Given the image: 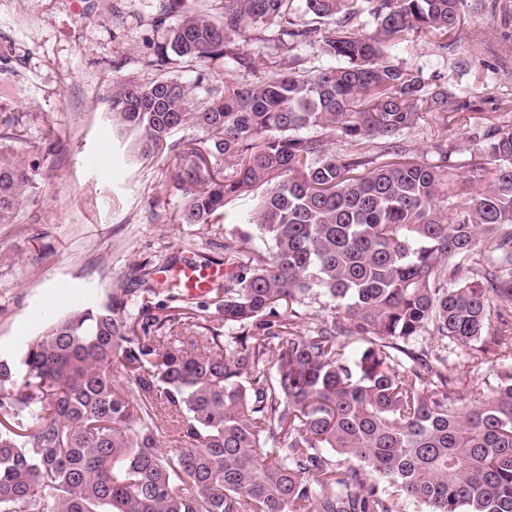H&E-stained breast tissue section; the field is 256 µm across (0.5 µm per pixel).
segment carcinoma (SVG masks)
<instances>
[{"instance_id": "1", "label": "carcinoma", "mask_w": 512, "mask_h": 512, "mask_svg": "<svg viewBox=\"0 0 512 512\" xmlns=\"http://www.w3.org/2000/svg\"><path fill=\"white\" fill-rule=\"evenodd\" d=\"M222 2L221 22L189 13L167 45L262 70L229 38L285 0ZM367 3L376 29L355 34V0H305L322 25L291 36L334 66L229 79L200 109L172 82L113 96L112 125L142 158L173 152L185 222L263 192L198 308L187 292L160 312L154 289L122 288L0 361V512H398L401 498L512 512V367L492 382L448 369L450 341L479 363L512 350V128L486 117L459 202L448 150L439 165L390 160L422 111L472 102L445 82L426 91L385 43L448 34L467 0ZM188 122L203 136L172 142ZM32 182L1 149L0 224L17 223ZM255 234L268 251L245 247ZM211 307L223 335L200 322ZM163 412L182 417L171 435Z\"/></svg>"}]
</instances>
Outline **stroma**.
Listing matches in <instances>:
<instances>
[{
  "instance_id": "35a3bbf8",
  "label": "stroma",
  "mask_w": 512,
  "mask_h": 512,
  "mask_svg": "<svg viewBox=\"0 0 512 512\" xmlns=\"http://www.w3.org/2000/svg\"><path fill=\"white\" fill-rule=\"evenodd\" d=\"M218 20L221 0H0V131L7 148L33 169L17 223L0 224V360H17L50 318L107 302L113 291L134 287L144 274L187 257L223 264L224 229L242 223L247 197L228 200L215 224H186L170 185L171 160H144L132 135L113 129L112 97L131 85L172 81L185 86L193 106L209 99L225 79L256 76L221 57L206 61L168 52L155 59L169 27L186 13ZM314 25L305 0H285L283 17L243 25L232 40L240 51L265 56L273 77L288 68L331 65L318 45L297 44L289 22ZM500 18L474 0L447 50L437 37L408 33L392 41L391 59L418 69L427 87L447 83L474 101L465 115L420 120L402 142L407 156L438 163L436 145L447 136L457 192L466 196L477 150L470 140L489 114L512 128V56L506 70L494 55ZM471 38L484 42L476 56L461 54Z\"/></svg>"
}]
</instances>
